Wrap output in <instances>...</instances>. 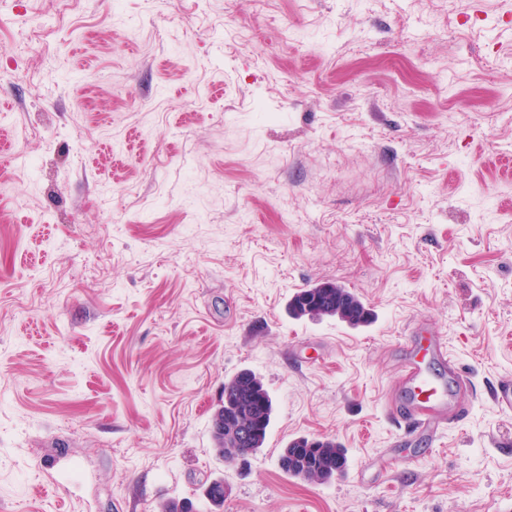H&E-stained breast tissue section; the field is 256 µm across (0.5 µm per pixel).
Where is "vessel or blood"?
I'll use <instances>...</instances> for the list:
<instances>
[{
  "mask_svg": "<svg viewBox=\"0 0 512 512\" xmlns=\"http://www.w3.org/2000/svg\"><path fill=\"white\" fill-rule=\"evenodd\" d=\"M403 400L401 418L417 421L449 418L454 403L453 388L445 377L434 371V364L448 359L446 344L434 326L414 327L402 345Z\"/></svg>",
  "mask_w": 512,
  "mask_h": 512,
  "instance_id": "vessel-or-blood-1",
  "label": "vessel or blood"
}]
</instances>
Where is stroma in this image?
Here are the masks:
<instances>
[{"instance_id":"obj_1","label":"stroma","mask_w":512,"mask_h":512,"mask_svg":"<svg viewBox=\"0 0 512 512\" xmlns=\"http://www.w3.org/2000/svg\"><path fill=\"white\" fill-rule=\"evenodd\" d=\"M322 280L372 321L291 316ZM418 324L470 411L431 436L389 411ZM245 369L275 412L229 466ZM504 381L512 0H0V512H512ZM225 399L232 405L235 433L224 432V409L218 406L212 419L214 450L224 462L236 452L253 455L262 448L274 414L273 399L262 379L251 370H242L224 383ZM279 463L291 477L323 484L345 473L347 450L328 438H297L283 448Z\"/></svg>"}]
</instances>
